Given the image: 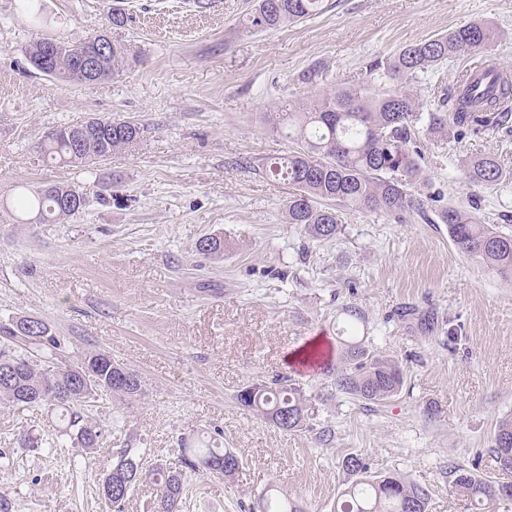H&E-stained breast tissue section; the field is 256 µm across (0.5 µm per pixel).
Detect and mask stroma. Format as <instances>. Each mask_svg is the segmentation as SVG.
I'll use <instances>...</instances> for the list:
<instances>
[{"label": "stroma", "instance_id": "stroma-1", "mask_svg": "<svg viewBox=\"0 0 512 512\" xmlns=\"http://www.w3.org/2000/svg\"><path fill=\"white\" fill-rule=\"evenodd\" d=\"M253 2L0 0V198L50 181L106 180L113 194L59 224L0 215V320L41 318L72 355L102 350L135 370L140 395L104 397L91 416L132 436L144 463H177L180 440L204 433L242 458L230 480L189 475L183 512H247L270 489L304 512H333L351 453L426 488L428 512H472L449 466L512 484L490 452L498 422L512 418V285L461 254L446 225L416 217L343 208L341 234L310 241L284 217L293 185L262 167L289 149L265 115L302 98L309 71L358 86L374 60L472 21L496 29L491 57L512 69V0H324L302 23L252 34ZM115 5L128 16L112 33L128 61L114 78L88 87L31 66L34 38L101 30ZM95 115L144 132L82 170L46 163L45 130ZM489 151L512 169V128L424 145L422 165L446 200L512 234V184L474 194L461 180L464 160ZM214 233L223 259L198 260L196 242ZM404 306L414 313L398 318ZM349 307L364 316L366 342L405 372L383 404L292 371L307 345L339 350ZM282 374L311 400L310 429L281 432L238 404L244 386ZM57 425L44 408L0 406L10 512H106L111 441L87 455L13 443L18 428L51 437Z\"/></svg>", "mask_w": 512, "mask_h": 512}]
</instances>
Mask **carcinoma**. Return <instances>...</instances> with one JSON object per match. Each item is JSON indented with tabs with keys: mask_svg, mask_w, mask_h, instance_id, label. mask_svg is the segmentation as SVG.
<instances>
[{
	"mask_svg": "<svg viewBox=\"0 0 512 512\" xmlns=\"http://www.w3.org/2000/svg\"><path fill=\"white\" fill-rule=\"evenodd\" d=\"M323 0H257L246 18L250 32L278 30L317 15ZM496 33L485 22L455 27L447 34L409 44L385 61L369 65V73L384 79L381 89L336 84L319 88V73L304 77L307 95L289 112L279 113L273 129L292 144L284 157H272L265 171L282 177L296 188L286 204L287 223L315 240H330L340 232L337 207L402 220L417 215L448 225V236L469 256L502 281L512 283V235L480 223L469 211L441 203L431 191V180L422 166V144L443 143L448 134L477 135L500 129L512 120V75L497 71L486 91L480 78L461 71L452 93L441 90L423 103L410 85L419 75L437 68L448 58L467 59L486 54ZM94 35L71 42L50 37L33 40L26 49L33 67L61 81H70V60L88 47ZM126 49L109 46L103 76L109 80L124 67ZM141 133L138 123L116 117L59 126L43 132L40 150L51 162L84 167L112 152L130 146ZM462 182L482 190L512 183L493 153L469 157L462 166ZM24 224H58L82 213L87 189L69 183H50L26 189L20 197ZM196 254L213 260L224 257V236L209 234L195 246ZM349 323L343 332L348 344L339 363L313 347L300 353V362L320 366L334 377L336 390L356 399L382 403L396 396L404 384L398 362L370 348L358 338L362 315L346 308ZM0 341L11 350H0V404L18 409L43 407L58 414L60 436L86 453L100 446L104 425L85 414V407L102 395L136 397L139 375L112 363L103 350L72 359L65 341L48 324L35 317L15 316L0 321ZM238 402L283 432L301 430L314 413L308 400L284 376L270 386L255 382L242 388ZM493 450L501 469L512 471V419L501 421L493 436ZM180 465L159 460L144 467L136 448H122L112 463V475L101 479V495L111 512H125L131 491L145 482L155 490V512H181L186 470L204 469L231 479L242 462L212 438L182 439ZM354 477L334 512H427L429 494L421 486L396 475L369 474L362 458L349 455L342 462ZM460 496L479 512H499L500 484L457 465L449 470ZM250 512H302L287 496L264 495Z\"/></svg>",
	"mask_w": 512,
	"mask_h": 512,
	"instance_id": "cac0c4a2",
	"label": "carcinoma"
}]
</instances>
